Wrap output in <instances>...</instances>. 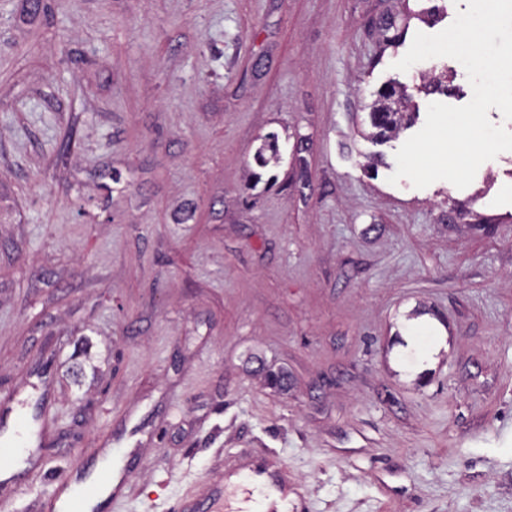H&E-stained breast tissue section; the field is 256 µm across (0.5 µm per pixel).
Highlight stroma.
Segmentation results:
<instances>
[{"mask_svg": "<svg viewBox=\"0 0 512 512\" xmlns=\"http://www.w3.org/2000/svg\"><path fill=\"white\" fill-rule=\"evenodd\" d=\"M466 0H0V398L43 413L0 512H512V151L390 184ZM411 11L394 45L383 15ZM416 117L371 138L386 82ZM277 139L280 158L255 160ZM118 483V470H115V474L113 475L112 462H109L105 464L103 468L96 470L83 480L74 483L71 490L57 503V511H69L68 503L71 498L85 489H91L93 491L88 500V509H92L107 499L112 493L113 487L117 486Z\"/></svg>", "mask_w": 512, "mask_h": 512, "instance_id": "stroma-1", "label": "stroma"}]
</instances>
